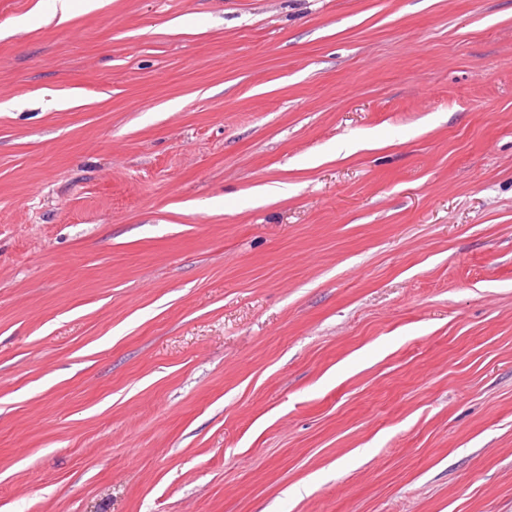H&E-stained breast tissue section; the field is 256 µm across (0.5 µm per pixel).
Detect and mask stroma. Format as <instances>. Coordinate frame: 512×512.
<instances>
[{
  "mask_svg": "<svg viewBox=\"0 0 512 512\" xmlns=\"http://www.w3.org/2000/svg\"><path fill=\"white\" fill-rule=\"evenodd\" d=\"M0 512H512V0H0Z\"/></svg>",
  "mask_w": 512,
  "mask_h": 512,
  "instance_id": "obj_1",
  "label": "stroma"
}]
</instances>
